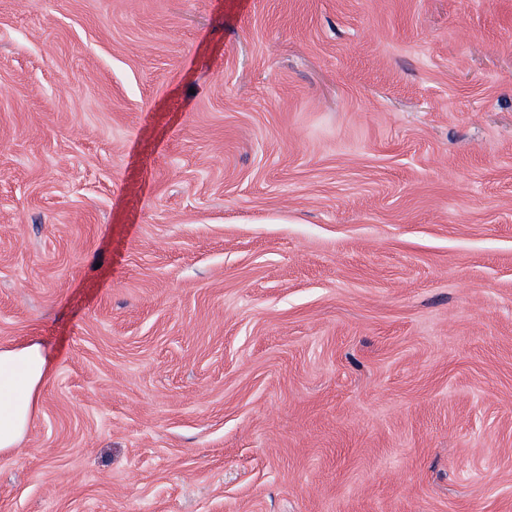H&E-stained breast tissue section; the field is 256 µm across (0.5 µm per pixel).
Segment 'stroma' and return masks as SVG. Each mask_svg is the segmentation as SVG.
Masks as SVG:
<instances>
[{"mask_svg":"<svg viewBox=\"0 0 512 512\" xmlns=\"http://www.w3.org/2000/svg\"><path fill=\"white\" fill-rule=\"evenodd\" d=\"M0 512H512V0H0ZM50 360L41 342L0 346V456L13 455L38 415Z\"/></svg>","mask_w":512,"mask_h":512,"instance_id":"1","label":"stroma"}]
</instances>
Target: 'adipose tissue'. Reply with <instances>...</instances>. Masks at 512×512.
<instances>
[{"label": "adipose tissue", "mask_w": 512, "mask_h": 512, "mask_svg": "<svg viewBox=\"0 0 512 512\" xmlns=\"http://www.w3.org/2000/svg\"><path fill=\"white\" fill-rule=\"evenodd\" d=\"M50 360L38 340L0 346V456L13 455L38 415Z\"/></svg>", "instance_id": "obj_1"}]
</instances>
